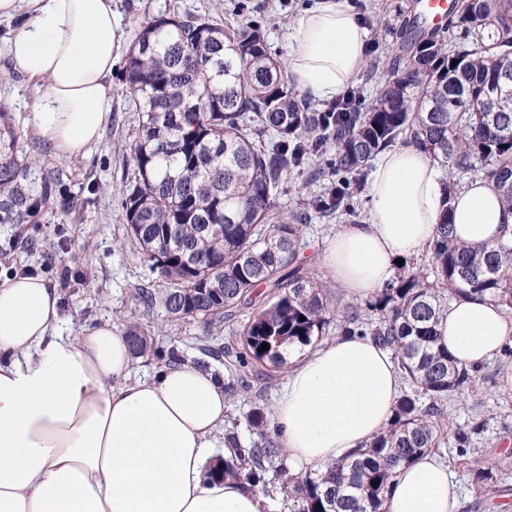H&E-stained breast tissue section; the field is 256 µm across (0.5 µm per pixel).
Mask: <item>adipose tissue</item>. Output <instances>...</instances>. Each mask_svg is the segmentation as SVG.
Masks as SVG:
<instances>
[{"instance_id":"1","label":"adipose tissue","mask_w":512,"mask_h":512,"mask_svg":"<svg viewBox=\"0 0 512 512\" xmlns=\"http://www.w3.org/2000/svg\"><path fill=\"white\" fill-rule=\"evenodd\" d=\"M113 0H0L14 22L8 54L40 82L31 122L62 158L81 157L110 118L125 47ZM367 31L347 0H317L291 33L290 67L317 100L362 71ZM367 220L329 237L320 263L357 301L395 278L437 232L441 165L413 144L383 151L368 178ZM452 237L472 249L512 235V209L487 183L452 205ZM58 289L42 276L0 283V512H273L272 500L214 474L224 379L191 361L131 379L133 355L112 323L63 333ZM438 341L466 367L498 357L512 320L489 301L453 299ZM402 389L390 349L336 336L292 361L273 408L288 471H326L382 432ZM451 467L428 452L399 469L386 512H459Z\"/></svg>"}]
</instances>
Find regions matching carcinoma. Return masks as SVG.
I'll use <instances>...</instances> for the list:
<instances>
[{"label": "carcinoma", "instance_id": "1", "mask_svg": "<svg viewBox=\"0 0 512 512\" xmlns=\"http://www.w3.org/2000/svg\"><path fill=\"white\" fill-rule=\"evenodd\" d=\"M395 35L387 65L371 63L386 74L376 99L334 124L288 84L256 21L147 19L126 62L138 126L125 145L132 169L123 219L165 284L138 289L143 307L207 329L253 309L234 331L240 348L224 351L240 373V383H225L230 398L257 366H284L286 349L302 351L333 330L377 339L404 373L408 388L386 430L323 473L288 475L267 432L269 412L257 404L245 414L258 435L253 447L227 435L236 453L224 459V477L266 492L268 472L280 473L290 512H385L398 469L439 447L445 402L476 382L437 344L448 302L487 298L512 318V241L480 251L457 244L446 211L426 249L430 271L403 265L363 307L333 299L332 286L299 263L311 211L357 216L350 175L403 141L447 169L448 194L469 173L512 205V91L498 86L512 73V0H454L443 24L406 16ZM457 39L467 47L450 49ZM18 143L15 126L0 123V224H36L55 207L72 209L60 175L19 157ZM306 166L327 188L302 208L280 210L288 180ZM127 336L134 357L147 353L150 338L137 325ZM471 478L482 489L497 474L473 467Z\"/></svg>", "mask_w": 512, "mask_h": 512}]
</instances>
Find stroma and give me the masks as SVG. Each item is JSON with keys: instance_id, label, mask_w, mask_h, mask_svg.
Listing matches in <instances>:
<instances>
[{"instance_id": "1", "label": "stroma", "mask_w": 512, "mask_h": 512, "mask_svg": "<svg viewBox=\"0 0 512 512\" xmlns=\"http://www.w3.org/2000/svg\"><path fill=\"white\" fill-rule=\"evenodd\" d=\"M315 0H114L127 42H134L140 21L173 12L195 13L224 22L234 20L237 10L265 28L273 56L288 57V33L294 20ZM352 12L367 30V47L388 44L390 30L398 26L399 8L411 0H349ZM13 26L0 22V102L21 134L20 149L35 157L42 167L59 169L69 195L81 205L79 212L45 215L37 224H0V250L11 256L10 266L0 265V282L11 272H30L45 277L58 288L61 313L68 331L109 321L118 327L139 322L154 341L153 350L133 363V377L154 372L163 354L177 348L179 355L217 371H224L223 358L209 355L208 347L234 346L233 323L208 331L191 319H173L163 309L145 311L135 297L137 288L159 287L140 249L126 237L121 209L123 176L130 166L124 146L138 125V114L125 82L123 64L112 75L110 119L98 143L86 156L58 158L40 138L30 121L36 84L18 72L6 52ZM286 374L271 379H251L244 394L229 399L226 422L233 425L243 444L254 434L242 420L251 404L272 407ZM445 417L451 426L438 451L455 471L460 490V512H512V366L494 359L478 372L472 389L451 397ZM480 426L472 446L477 461L492 465L495 487L476 489L463 458L458 457L452 430Z\"/></svg>"}]
</instances>
